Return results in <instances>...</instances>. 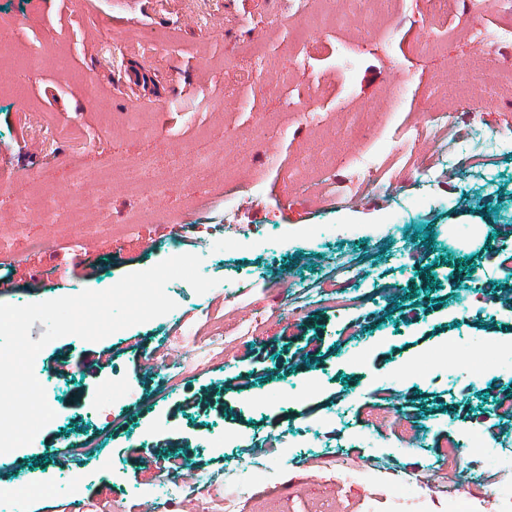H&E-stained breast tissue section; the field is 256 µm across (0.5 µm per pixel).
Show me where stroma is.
<instances>
[{
    "label": "stroma",
    "instance_id": "1",
    "mask_svg": "<svg viewBox=\"0 0 512 512\" xmlns=\"http://www.w3.org/2000/svg\"><path fill=\"white\" fill-rule=\"evenodd\" d=\"M344 18L337 33L306 31L293 0H0V28L12 56L0 60V302L25 305L83 289L110 288L130 272L166 259L173 237L205 255L215 235L232 239L217 264L230 274L246 265L263 278L236 295L216 287L196 294L168 286L188 320L212 317L225 330L222 351L202 360L178 389L161 368L180 348L164 344L158 317L97 341L69 335L37 356L36 375L59 374L56 417L35 444L0 457V489L23 481L39 491L30 512H201L188 486L198 472L224 478L228 460L268 464L242 512H310L335 502L338 512H448V496L472 512H497L489 487L465 468L449 474L439 450L482 435L486 456H512V418L498 411L512 398V84L481 85L450 110L440 140L428 138L423 114L440 90L468 82L475 48L464 37L472 19L492 27L501 15L485 0H456L438 19L425 0H404L393 15L364 11L360 0H322ZM433 51L411 53L412 42ZM352 57L336 62L335 44ZM40 55L39 68L25 63ZM409 85L412 97L398 101ZM71 129L42 141L32 114ZM137 165L144 194L114 180L102 202L112 223L147 209L154 223L71 246L45 221V204L66 208L75 169L94 172L104 158ZM426 162L428 178L414 166ZM222 165L237 187L233 212L225 186L203 174ZM180 177L163 189L156 180ZM354 205H347V198ZM411 248L394 251L392 219ZM21 235H14L16 221ZM272 224L282 241L268 255L249 229ZM379 228L377 242L327 237L315 225ZM52 240L54 252H30ZM26 256L24 265L12 254ZM366 259L372 285L345 283L342 256ZM70 277L47 285L49 261ZM477 294L463 296L470 273ZM345 306H299L296 279ZM253 324L251 335L235 332ZM357 339H349V332ZM500 361L475 375L442 363L474 342ZM112 417L87 413L106 385ZM400 400L419 430L415 444L370 431V414ZM85 435L95 447L78 457L68 444ZM226 436L224 447L212 440ZM339 460L380 471L425 475L426 502L376 500V487L344 482L304 453L307 438Z\"/></svg>",
    "mask_w": 512,
    "mask_h": 512
}]
</instances>
